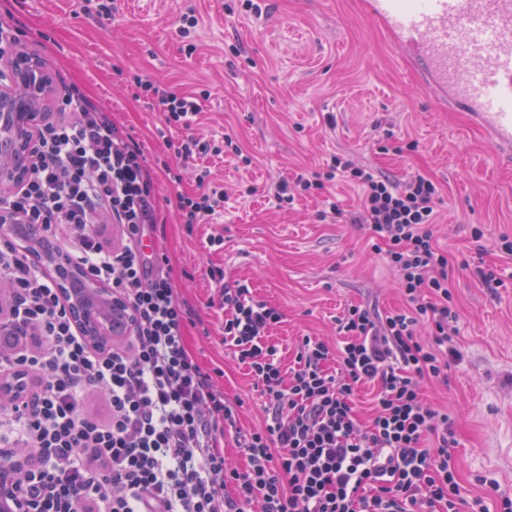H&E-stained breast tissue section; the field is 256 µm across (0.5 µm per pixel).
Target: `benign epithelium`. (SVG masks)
<instances>
[{"label": "benign epithelium", "instance_id": "7a95c632", "mask_svg": "<svg viewBox=\"0 0 512 512\" xmlns=\"http://www.w3.org/2000/svg\"><path fill=\"white\" fill-rule=\"evenodd\" d=\"M22 68L15 72L16 91L0 88V130L9 137L0 141V186L16 183L17 174L28 152L29 128L39 118L38 105L47 86L38 66L20 61ZM63 296L77 326L84 330L86 341L98 349L112 346V329L107 319L126 315L125 303L112 295V290L91 280L76 269L68 270L60 279ZM24 461L13 450L0 449V512H23L24 503L17 491V476Z\"/></svg>", "mask_w": 512, "mask_h": 512}]
</instances>
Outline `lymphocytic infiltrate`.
Here are the masks:
<instances>
[{"label": "lymphocytic infiltrate", "instance_id": "1", "mask_svg": "<svg viewBox=\"0 0 512 512\" xmlns=\"http://www.w3.org/2000/svg\"><path fill=\"white\" fill-rule=\"evenodd\" d=\"M135 85L165 131L181 133L178 158L222 154V141L191 133L202 97L148 79ZM29 149L16 190L0 196V214L61 242L62 253L126 302L131 326L111 349H92L54 280L0 225V322L23 339L0 342V379L19 385L0 389V446L32 457L18 478L26 512H512L506 493L490 504L464 500L454 422L422 396L423 381L447 383L458 354L430 177L400 182L337 154L323 171L269 185L281 205L299 190L323 195L324 219L341 215L330 183L357 186L352 221L397 269L407 306L384 316L349 306L339 345L302 337L286 367L269 339L281 313L248 284H227L223 269H210L224 344L266 412L245 431L243 399L228 398L223 370L203 368L188 345L193 310L168 256L141 249L158 201L139 144L72 87L31 132ZM197 186L176 199L189 227L224 209L210 169L199 171ZM110 225L118 237L109 242ZM368 387L374 411L364 421L357 401ZM229 441L246 467L226 461Z\"/></svg>", "mask_w": 512, "mask_h": 512}]
</instances>
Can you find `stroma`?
Segmentation results:
<instances>
[{"mask_svg": "<svg viewBox=\"0 0 512 512\" xmlns=\"http://www.w3.org/2000/svg\"><path fill=\"white\" fill-rule=\"evenodd\" d=\"M85 2L0 0V16L22 34L23 53L51 80L42 111H54L65 88L78 85L150 157L174 160L180 136L159 137V112L135 96L132 78L139 75L204 96L194 133L231 136L253 159L180 163L178 185L153 170L159 242L201 318L188 329L189 345L202 366L223 368L228 397L245 400L242 429L261 424L262 405L207 306L214 294L208 268H223L226 281L248 282L258 299L282 312L271 336L286 365L299 337L337 343L336 320L348 306L372 303L389 312L405 304L396 270L369 250L365 229L351 221L357 188L332 184L343 211L334 224L319 220L318 195H297L281 208L267 192L272 180L312 175L346 153L395 179L429 175L441 188L436 239L452 262L460 358L447 385L425 384L424 395L456 422L452 453L462 497L493 498L494 481L512 491V258L496 252L500 236L512 237V170L465 113L436 103L370 17L366 0H261L258 15L247 0H117L103 23L83 12ZM186 13L199 24L183 36L177 27ZM201 165L228 199L223 213L190 232L179 221L176 195L196 191ZM477 226L485 229L478 241L471 236ZM217 234L223 247L207 249ZM482 260L499 262L504 287L482 284Z\"/></svg>", "mask_w": 512, "mask_h": 512, "instance_id": "35a3bbf8", "label": "stroma"}]
</instances>
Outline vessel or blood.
<instances>
[{"instance_id": "b4317fda", "label": "vessel or blood", "mask_w": 512, "mask_h": 512, "mask_svg": "<svg viewBox=\"0 0 512 512\" xmlns=\"http://www.w3.org/2000/svg\"><path fill=\"white\" fill-rule=\"evenodd\" d=\"M445 109L466 113L512 166V0H367Z\"/></svg>"}]
</instances>
